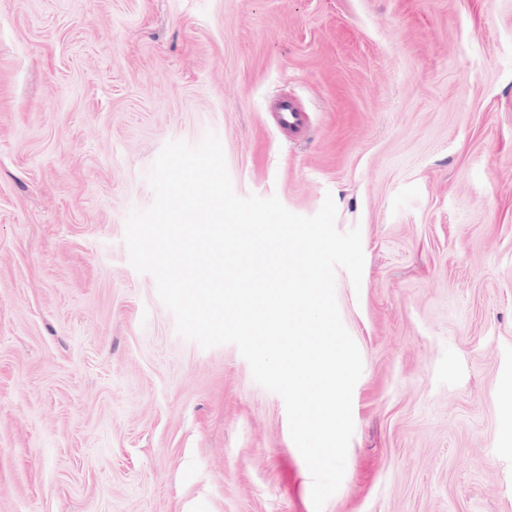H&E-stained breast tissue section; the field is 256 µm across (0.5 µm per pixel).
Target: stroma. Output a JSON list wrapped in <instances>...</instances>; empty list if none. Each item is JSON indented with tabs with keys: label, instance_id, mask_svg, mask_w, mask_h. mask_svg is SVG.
Masks as SVG:
<instances>
[{
	"label": "stroma",
	"instance_id": "stroma-1",
	"mask_svg": "<svg viewBox=\"0 0 512 512\" xmlns=\"http://www.w3.org/2000/svg\"><path fill=\"white\" fill-rule=\"evenodd\" d=\"M210 130L239 195L361 230L323 512H512V0H0V512H314L283 399L129 261Z\"/></svg>",
	"mask_w": 512,
	"mask_h": 512
}]
</instances>
